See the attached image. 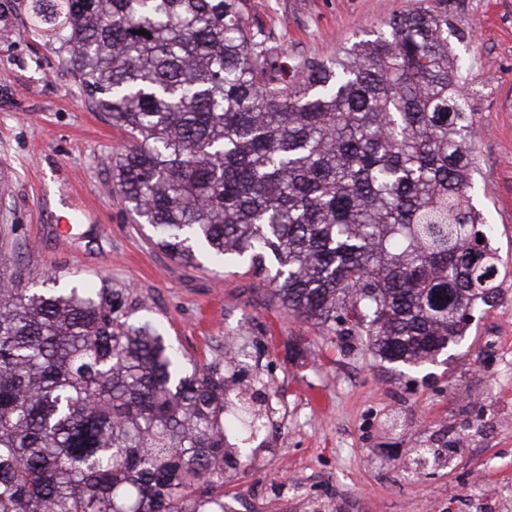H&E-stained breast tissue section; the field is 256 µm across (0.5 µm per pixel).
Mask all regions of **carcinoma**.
Wrapping results in <instances>:
<instances>
[{"mask_svg": "<svg viewBox=\"0 0 512 512\" xmlns=\"http://www.w3.org/2000/svg\"><path fill=\"white\" fill-rule=\"evenodd\" d=\"M244 2L10 0L128 137L116 186L159 248L272 259L292 316L348 324L383 362L437 359L499 275L448 0L291 65ZM115 312L110 288L0 272V512H228L224 473L249 462L229 435L264 417L221 364Z\"/></svg>", "mask_w": 512, "mask_h": 512, "instance_id": "carcinoma-1", "label": "carcinoma"}]
</instances>
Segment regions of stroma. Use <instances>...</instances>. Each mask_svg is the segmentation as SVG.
I'll return each instance as SVG.
<instances>
[{"label": "stroma", "mask_w": 512, "mask_h": 512, "mask_svg": "<svg viewBox=\"0 0 512 512\" xmlns=\"http://www.w3.org/2000/svg\"><path fill=\"white\" fill-rule=\"evenodd\" d=\"M420 0H246L286 58L333 59ZM0 40V255L21 287H108L132 326L159 323L200 363L237 357L265 431L224 500L275 512H512V0H448V44L467 71L477 137L472 202L493 224L500 278L448 362L376 360L340 324L288 315L265 273L179 264L135 223L113 181L127 140L69 66L6 15ZM444 462L416 473L420 448Z\"/></svg>", "instance_id": "obj_1"}]
</instances>
